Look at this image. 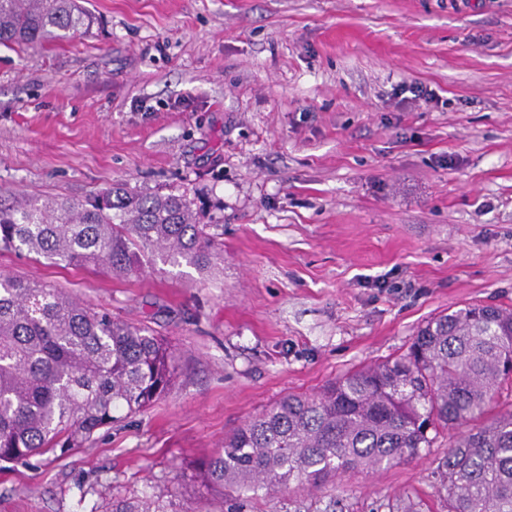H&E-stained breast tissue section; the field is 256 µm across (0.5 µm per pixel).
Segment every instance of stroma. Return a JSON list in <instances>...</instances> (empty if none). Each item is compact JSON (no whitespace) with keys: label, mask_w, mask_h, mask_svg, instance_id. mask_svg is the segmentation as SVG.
Returning a JSON list of instances; mask_svg holds the SVG:
<instances>
[{"label":"stroma","mask_w":512,"mask_h":512,"mask_svg":"<svg viewBox=\"0 0 512 512\" xmlns=\"http://www.w3.org/2000/svg\"><path fill=\"white\" fill-rule=\"evenodd\" d=\"M71 38L0 47V202L122 181L220 224L208 272L0 251V273L159 331L178 374L64 459L0 469V512L202 505L199 458L284 395L406 350L467 302L512 309V0H79ZM402 82L438 101L402 104ZM443 442L242 512H447ZM111 512H183L174 507L171 501L160 497L117 498L112 500Z\"/></svg>","instance_id":"obj_1"}]
</instances>
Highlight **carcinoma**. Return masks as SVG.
<instances>
[{
    "mask_svg": "<svg viewBox=\"0 0 512 512\" xmlns=\"http://www.w3.org/2000/svg\"><path fill=\"white\" fill-rule=\"evenodd\" d=\"M86 15L76 0H0V46L61 41ZM210 224L187 193L124 183L82 202L22 196L0 206V251H23L130 278L158 261L208 270ZM177 356L151 327L99 312L59 288L0 275V464L60 459L141 413L176 379ZM512 310L467 304L419 328L406 353L289 394L201 459L204 487L271 497L296 482L320 490L354 470L397 464L454 436L439 472L447 512H512ZM111 512H180L160 497L117 498Z\"/></svg>",
    "mask_w": 512,
    "mask_h": 512,
    "instance_id": "carcinoma-1",
    "label": "carcinoma"
}]
</instances>
